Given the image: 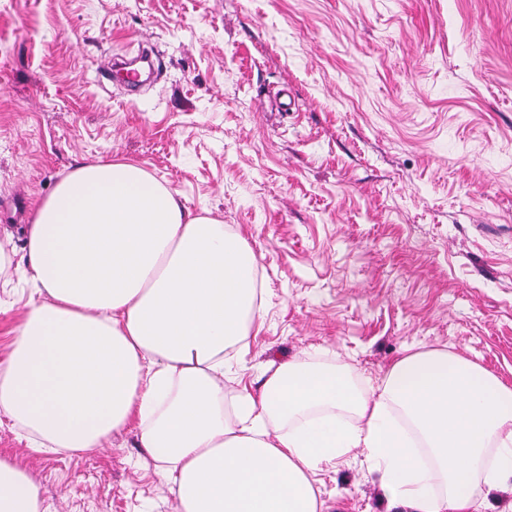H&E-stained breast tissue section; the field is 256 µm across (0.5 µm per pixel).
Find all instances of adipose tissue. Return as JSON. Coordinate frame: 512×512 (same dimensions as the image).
<instances>
[{
	"label": "adipose tissue",
	"mask_w": 512,
	"mask_h": 512,
	"mask_svg": "<svg viewBox=\"0 0 512 512\" xmlns=\"http://www.w3.org/2000/svg\"><path fill=\"white\" fill-rule=\"evenodd\" d=\"M21 262L37 297L0 364V410L32 450L136 425L175 512H321L317 472L357 460L404 512H480L512 477V386L467 357L413 352L360 388L314 360L257 386L225 374L262 328L256 255L141 166L75 168L36 205ZM0 512H43L6 459Z\"/></svg>",
	"instance_id": "ef3b65f1"
}]
</instances>
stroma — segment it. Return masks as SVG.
I'll return each instance as SVG.
<instances>
[{
    "label": "stroma",
    "instance_id": "obj_1",
    "mask_svg": "<svg viewBox=\"0 0 512 512\" xmlns=\"http://www.w3.org/2000/svg\"><path fill=\"white\" fill-rule=\"evenodd\" d=\"M154 50L137 93L111 72ZM124 159L254 251L263 327L245 357L357 383L445 349L512 384V0H0V363L33 291L36 202ZM134 430L0 457L45 512H175ZM323 512H403L360 465Z\"/></svg>",
    "mask_w": 512,
    "mask_h": 512
}]
</instances>
